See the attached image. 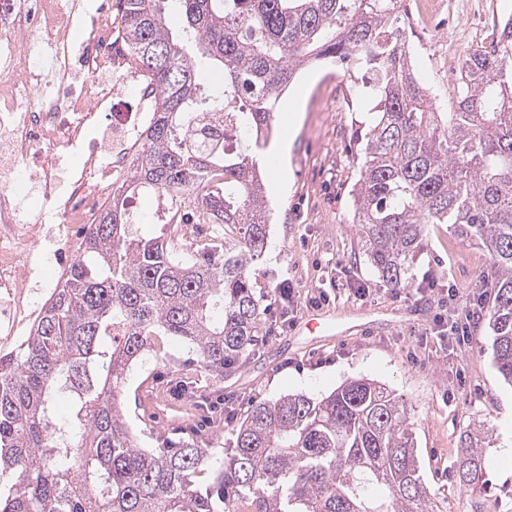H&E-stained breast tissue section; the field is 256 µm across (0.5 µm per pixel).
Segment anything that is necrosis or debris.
I'll use <instances>...</instances> for the list:
<instances>
[{"instance_id":"4bbe7bcc","label":"necrosis or debris","mask_w":512,"mask_h":512,"mask_svg":"<svg viewBox=\"0 0 512 512\" xmlns=\"http://www.w3.org/2000/svg\"><path fill=\"white\" fill-rule=\"evenodd\" d=\"M75 12V0H0V288L25 287L39 263L23 247L45 230L22 210L28 159L42 161L43 200L65 192L55 222L87 225L139 134L138 113L121 128L106 129L83 173L60 186L61 153L76 147L96 122L98 108L112 95L108 75L122 54L111 9L99 11L77 43L71 38Z\"/></svg>"}]
</instances>
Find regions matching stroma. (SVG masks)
Wrapping results in <instances>:
<instances>
[{"label":"stroma","mask_w":512,"mask_h":512,"mask_svg":"<svg viewBox=\"0 0 512 512\" xmlns=\"http://www.w3.org/2000/svg\"><path fill=\"white\" fill-rule=\"evenodd\" d=\"M417 2L398 0L396 13L418 77L446 112L462 58L492 42L502 22L512 18V0H479L475 11L464 0H439L423 17ZM365 90L359 75L328 60L299 69L284 92L288 98L301 97L305 106L289 152L288 192L268 197L267 246L252 270L264 308V347L234 372L219 376L200 366L186 343L155 337L153 349L127 373L125 416L149 451L199 433L208 462L197 481L205 488L226 460L239 419L252 402L288 393L321 398L347 379L364 377L404 399L435 512H467L452 470L459 435L471 422L489 430L491 502L496 512H512V457L504 454L512 448V385L495 367L488 323L480 321L469 342L454 347L425 336L436 315H449L469 301L472 291L490 288L488 253L460 239L452 225H429L425 248L401 290L389 288L366 262L354 259L356 133L371 121ZM75 256L65 247L41 264L40 287L23 291L27 322H35ZM286 280L296 292L290 304L277 292ZM359 287L369 289L366 299L354 296ZM449 287L458 290L456 302L448 300ZM322 291L327 300H319ZM316 308L328 315L326 332H300V321ZM145 393L191 404L192 410L176 420L168 415L142 420L134 399Z\"/></svg>","instance_id":"1"}]
</instances>
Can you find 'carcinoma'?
<instances>
[{
	"mask_svg": "<svg viewBox=\"0 0 512 512\" xmlns=\"http://www.w3.org/2000/svg\"><path fill=\"white\" fill-rule=\"evenodd\" d=\"M120 38L152 84V118L130 175L83 228L18 352H0V512H434L407 408L393 391L351 379L329 395L251 405L213 484L197 436L158 453L138 446L122 405L131 364L160 330L224 374L264 343L250 275L264 254L268 200L240 142L184 131L197 111L226 118L255 147L296 71L316 61L371 72L375 113L357 137L352 190L359 253L388 287L408 286L430 224H452L492 259L494 362L512 384V19L459 67L453 111L418 78L396 0H119ZM183 16L173 32L170 7ZM191 200L185 224H222L229 244L177 250L172 233L134 231L129 194ZM65 400L70 415L55 419ZM487 431L459 436L454 476L468 512H489Z\"/></svg>",
	"mask_w": 512,
	"mask_h": 512,
	"instance_id": "1",
	"label": "carcinoma"
}]
</instances>
